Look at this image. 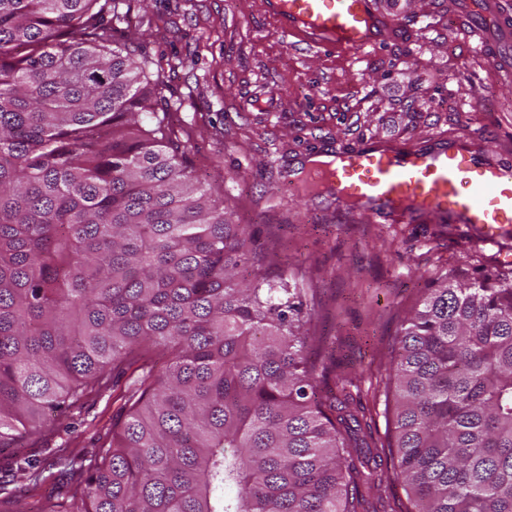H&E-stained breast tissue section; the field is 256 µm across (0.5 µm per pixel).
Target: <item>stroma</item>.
I'll list each match as a JSON object with an SVG mask.
<instances>
[{
    "instance_id": "obj_1",
    "label": "stroma",
    "mask_w": 512,
    "mask_h": 512,
    "mask_svg": "<svg viewBox=\"0 0 512 512\" xmlns=\"http://www.w3.org/2000/svg\"><path fill=\"white\" fill-rule=\"evenodd\" d=\"M457 0H378L400 41L354 54L315 52L280 33L261 0H124L118 43L163 70L191 164L236 223L253 225L258 252L276 248L303 275L319 348L316 377L333 387L363 371L359 395L377 444L386 441L385 368L400 322L426 281L512 257L463 224H393L302 196L288 175L312 154L371 140L419 146L469 133L477 150L512 155V75L456 17ZM128 376L87 395L67 418L47 416L24 453L53 462L65 426L92 454L123 413Z\"/></svg>"
}]
</instances>
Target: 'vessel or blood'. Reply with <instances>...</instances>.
Returning a JSON list of instances; mask_svg holds the SVG:
<instances>
[{
    "instance_id": "1",
    "label": "vessel or blood",
    "mask_w": 512,
    "mask_h": 512,
    "mask_svg": "<svg viewBox=\"0 0 512 512\" xmlns=\"http://www.w3.org/2000/svg\"><path fill=\"white\" fill-rule=\"evenodd\" d=\"M263 8L281 31L319 51L378 49L401 36L376 0H263ZM472 26L488 47L512 40V6L482 0ZM304 185L399 224L446 219L470 225L482 244L501 249L512 241V158L483 156L467 134L422 148L373 141L339 151L291 181L295 189Z\"/></svg>"
}]
</instances>
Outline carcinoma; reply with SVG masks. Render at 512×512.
<instances>
[{
  "label": "carcinoma",
  "mask_w": 512,
  "mask_h": 512,
  "mask_svg": "<svg viewBox=\"0 0 512 512\" xmlns=\"http://www.w3.org/2000/svg\"><path fill=\"white\" fill-rule=\"evenodd\" d=\"M122 2L0 0V449L110 367L125 414L41 512H387L355 380L319 395L305 288L193 174ZM386 371L409 512H512V272L432 280Z\"/></svg>",
  "instance_id": "obj_1"
}]
</instances>
